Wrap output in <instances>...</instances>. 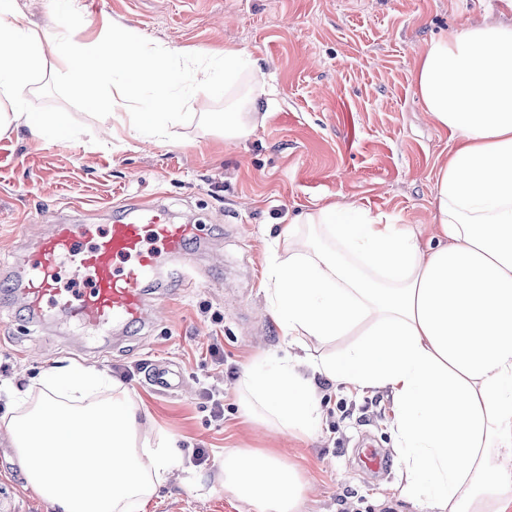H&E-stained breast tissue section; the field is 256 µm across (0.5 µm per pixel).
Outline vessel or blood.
<instances>
[{"label": "vessel or blood", "mask_w": 512, "mask_h": 512, "mask_svg": "<svg viewBox=\"0 0 512 512\" xmlns=\"http://www.w3.org/2000/svg\"><path fill=\"white\" fill-rule=\"evenodd\" d=\"M200 240L199 225L172 223L157 205L142 203L101 235L89 224L53 225L23 264L0 276V288L17 295L34 322L55 311L95 333L117 326L134 332L148 322L147 290L160 255L181 266L182 288H194L184 266ZM66 267L75 287L61 285ZM150 380L165 391L183 384L181 373L164 363L153 365Z\"/></svg>", "instance_id": "vessel-or-blood-1"}]
</instances>
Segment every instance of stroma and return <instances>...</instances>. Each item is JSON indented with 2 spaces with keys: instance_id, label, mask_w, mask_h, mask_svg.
Segmentation results:
<instances>
[{
  "instance_id": "1",
  "label": "stroma",
  "mask_w": 512,
  "mask_h": 512,
  "mask_svg": "<svg viewBox=\"0 0 512 512\" xmlns=\"http://www.w3.org/2000/svg\"><path fill=\"white\" fill-rule=\"evenodd\" d=\"M84 12L121 20L151 47L246 50L267 75L269 114L240 143L193 123L144 143L109 134L102 115L45 72L30 108L68 112L72 134L0 138V269L21 263L53 225L104 226L141 201L204 225V239L193 256L195 290L163 279L165 306L125 336L87 343L63 319L28 322L1 291L0 416L8 384L36 382L43 369L74 361L123 382L149 413L142 436L210 451L200 465L180 456L146 512H255L218 480L225 455L253 448L276 449L299 471L307 488L298 512H417L400 479L387 391L318 379V426L281 430L243 415V372L297 352L275 324L264 286L289 218L354 203L411 225L423 246H433L429 210L454 135L425 114L413 71L430 39L500 16L497 0H88ZM215 342L224 349L220 366L207 353ZM165 360L183 372L171 394L145 381L151 364ZM211 388L223 397V419L211 415ZM366 435L391 460L384 478L356 461ZM0 512H53L25 490L1 424Z\"/></svg>"
}]
</instances>
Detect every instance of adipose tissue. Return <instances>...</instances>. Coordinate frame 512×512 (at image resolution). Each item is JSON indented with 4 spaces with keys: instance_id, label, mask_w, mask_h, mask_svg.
<instances>
[{
    "instance_id": "adipose-tissue-1",
    "label": "adipose tissue",
    "mask_w": 512,
    "mask_h": 512,
    "mask_svg": "<svg viewBox=\"0 0 512 512\" xmlns=\"http://www.w3.org/2000/svg\"><path fill=\"white\" fill-rule=\"evenodd\" d=\"M62 12L64 36L34 22L19 0H0V136H70L68 113L29 107L51 58L69 93L88 110L108 106L109 121L134 138L194 119L238 142L263 124L267 82L245 51L149 48L116 19L106 51L82 42L89 22L76 0ZM187 72L193 85L174 84ZM219 75L230 90L223 111L192 113L195 94ZM414 81L425 112L456 136L431 204L436 246L354 204L296 215L268 274L278 327L297 345L357 329L362 338L308 373L292 358L270 373L248 370L245 410L307 431L321 416L316 378L386 390L401 478L419 512H512V470L490 461L512 454V20L430 41ZM106 85L114 89L107 103L98 94ZM299 224L334 247L296 250ZM41 384L35 399L13 391L0 420L26 490L55 512H140L173 473L171 439L138 441L141 411L106 371L71 362L45 370ZM224 485L256 512H297L305 490L271 451L229 454Z\"/></svg>"
}]
</instances>
